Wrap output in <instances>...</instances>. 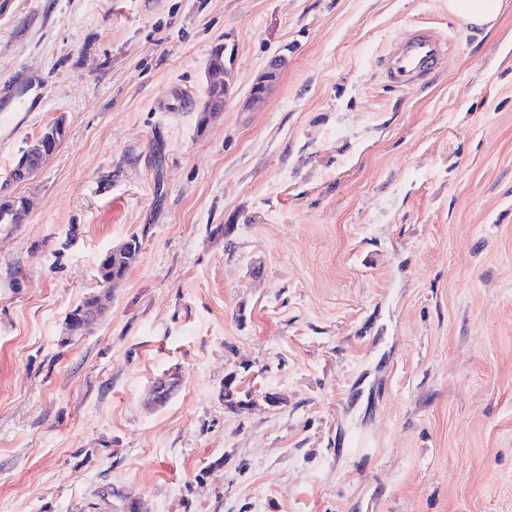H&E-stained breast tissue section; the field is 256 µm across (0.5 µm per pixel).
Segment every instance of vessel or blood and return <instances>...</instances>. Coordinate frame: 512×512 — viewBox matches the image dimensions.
I'll return each instance as SVG.
<instances>
[{
	"label": "vessel or blood",
	"instance_id": "1",
	"mask_svg": "<svg viewBox=\"0 0 512 512\" xmlns=\"http://www.w3.org/2000/svg\"><path fill=\"white\" fill-rule=\"evenodd\" d=\"M447 54V41L422 29L391 44L377 65L393 87L404 89L428 79Z\"/></svg>",
	"mask_w": 512,
	"mask_h": 512
}]
</instances>
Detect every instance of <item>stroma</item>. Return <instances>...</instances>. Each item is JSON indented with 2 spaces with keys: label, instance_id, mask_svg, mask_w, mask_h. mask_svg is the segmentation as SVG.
<instances>
[{
  "label": "stroma",
  "instance_id": "obj_1",
  "mask_svg": "<svg viewBox=\"0 0 512 512\" xmlns=\"http://www.w3.org/2000/svg\"><path fill=\"white\" fill-rule=\"evenodd\" d=\"M0 193V512H512V0H0ZM502 0H448V12L474 29L488 32L500 17ZM448 42L429 29L391 44L377 65L391 85L405 89L428 79L448 54ZM221 43L217 44L210 55L208 67H223L224 66V74L219 71H215L214 69H208L207 74L210 79V85L213 83H220L222 77H226L225 71H229L231 69L232 74V54L229 56L227 54V45L224 43V51L220 46ZM284 64L285 59L283 57H275L269 62L266 71L252 86L250 97L253 103H260L264 100L267 93V84L280 72ZM64 137L62 123H55L36 139L25 150V155L15 165L10 174L14 183H27L31 181L42 168L47 159L57 150ZM139 251V242L132 238L126 241L119 251L104 255L98 266V276L101 282L109 286L117 283L130 266L136 262Z\"/></svg>",
  "mask_w": 512,
  "mask_h": 512
}]
</instances>
